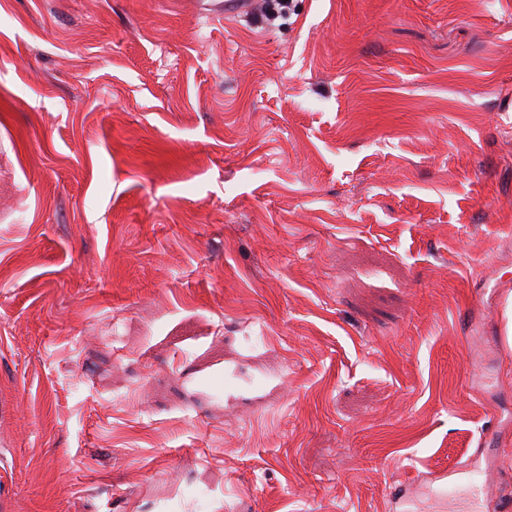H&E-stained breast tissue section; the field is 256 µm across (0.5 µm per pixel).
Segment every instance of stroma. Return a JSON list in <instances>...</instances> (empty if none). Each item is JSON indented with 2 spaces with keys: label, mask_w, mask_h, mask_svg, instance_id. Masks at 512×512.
I'll list each match as a JSON object with an SVG mask.
<instances>
[{
  "label": "stroma",
  "mask_w": 512,
  "mask_h": 512,
  "mask_svg": "<svg viewBox=\"0 0 512 512\" xmlns=\"http://www.w3.org/2000/svg\"><path fill=\"white\" fill-rule=\"evenodd\" d=\"M263 10L0 0V512L512 504V0Z\"/></svg>",
  "instance_id": "1"
}]
</instances>
